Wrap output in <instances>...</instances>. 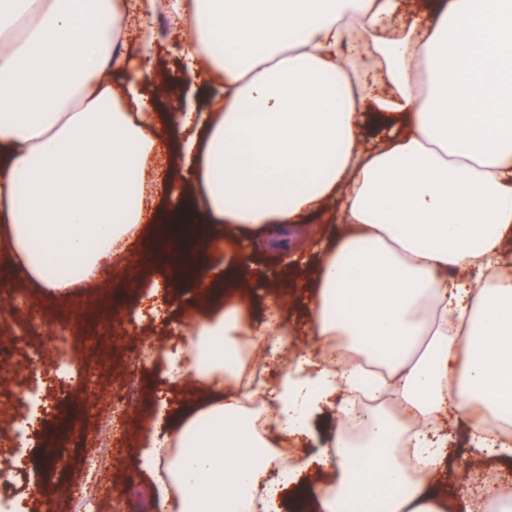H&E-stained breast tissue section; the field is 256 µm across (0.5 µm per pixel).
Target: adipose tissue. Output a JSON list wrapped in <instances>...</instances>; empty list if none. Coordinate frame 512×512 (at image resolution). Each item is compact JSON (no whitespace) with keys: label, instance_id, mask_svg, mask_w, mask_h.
<instances>
[{"label":"adipose tissue","instance_id":"ef3b65f1","mask_svg":"<svg viewBox=\"0 0 512 512\" xmlns=\"http://www.w3.org/2000/svg\"><path fill=\"white\" fill-rule=\"evenodd\" d=\"M401 0H0V242L23 279L74 288L117 260L143 225L179 239L159 260L208 298L188 342L153 362L220 390L248 347L288 351L273 306L224 304L245 259L192 266L213 225L283 235L327 214L309 309L314 341L270 383L268 435L231 393L168 433L147 430L140 467L159 512H482L451 497L471 454L512 470V0H428L391 39ZM173 25L188 88L206 108L159 113L143 66L158 11ZM388 128L363 148L365 123ZM175 132L191 193L168 211L161 140ZM142 200L127 203L131 175ZM344 349L327 359L334 338ZM289 352V351H288ZM387 356L365 378V362ZM389 398L361 426L339 397ZM314 454L281 463L282 440ZM318 466L329 482L309 483ZM389 484L371 493L365 472Z\"/></svg>","mask_w":512,"mask_h":512}]
</instances>
